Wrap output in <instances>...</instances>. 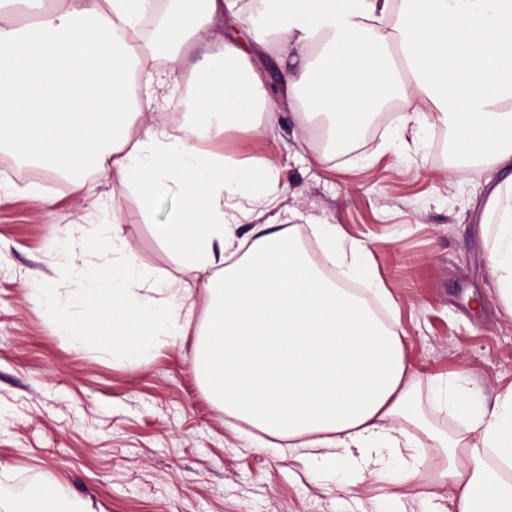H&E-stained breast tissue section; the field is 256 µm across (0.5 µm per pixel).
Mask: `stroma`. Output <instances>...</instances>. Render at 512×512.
<instances>
[{"mask_svg":"<svg viewBox=\"0 0 512 512\" xmlns=\"http://www.w3.org/2000/svg\"><path fill=\"white\" fill-rule=\"evenodd\" d=\"M411 109L386 114L349 148L327 144L287 111L274 132L228 133L224 150L277 168L275 212L311 251L315 224L341 225L368 248L420 373L421 412L452 434L460 426L432 406L431 378L463 379L489 401L512 385V318L499 312L483 234L484 202L505 173L463 165L442 124L404 122ZM86 182L93 195L0 152V480L41 481L91 512H373L386 493L396 496L395 512H446L432 462L408 496L373 479L352 483L340 464L249 447L205 395L194 336L115 358L55 326L27 283L78 295L101 269L96 242L114 212L143 267L198 286L153 234L175 199L159 197L147 213L99 175ZM63 231L78 243L83 276L55 254Z\"/></svg>","mask_w":512,"mask_h":512,"instance_id":"1","label":"stroma"}]
</instances>
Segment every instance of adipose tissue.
I'll use <instances>...</instances> for the list:
<instances>
[{
    "label": "adipose tissue",
    "instance_id": "ef3b65f1",
    "mask_svg": "<svg viewBox=\"0 0 512 512\" xmlns=\"http://www.w3.org/2000/svg\"><path fill=\"white\" fill-rule=\"evenodd\" d=\"M245 17L248 48L224 33ZM264 52L302 58L274 96L255 66ZM395 96L415 102L412 120L448 126L464 161L511 164L512 0H0V150L52 175L97 173L147 210L174 196L156 234L203 288L195 299L140 266L115 214L98 280L74 298L37 285L30 296L115 356L196 331L195 370L228 416L390 483L413 485L445 456L435 482L454 512H512V388L489 403L437 386L465 432L421 440L408 430L419 372L367 301L395 306L367 247L312 225L330 279L294 225L237 235L281 187L273 166L226 155L225 133L264 131L288 109L346 142ZM486 216L489 273L512 317V176ZM0 512L87 510L42 482L0 481Z\"/></svg>",
    "mask_w": 512,
    "mask_h": 512
}]
</instances>
